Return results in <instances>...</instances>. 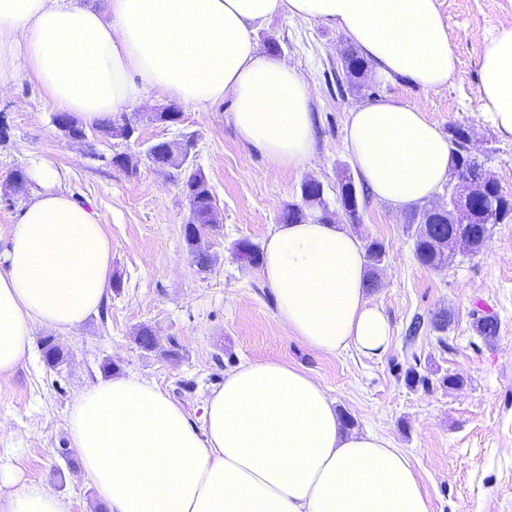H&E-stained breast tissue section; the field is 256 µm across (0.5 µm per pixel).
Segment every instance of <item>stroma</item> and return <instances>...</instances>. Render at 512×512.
I'll list each match as a JSON object with an SVG mask.
<instances>
[{"mask_svg":"<svg viewBox=\"0 0 512 512\" xmlns=\"http://www.w3.org/2000/svg\"><path fill=\"white\" fill-rule=\"evenodd\" d=\"M440 11L458 63L447 87L436 91L371 77L358 92L338 85L349 43L313 21L277 16L257 32L258 44L275 40L312 89L317 149L292 169L272 166L239 138L227 102L204 111L182 107L181 122L167 126L149 119L167 104L152 95L132 108L142 117L135 139L96 132L75 143L56 128L48 96L32 75L22 71L8 82L0 91V123L8 128L0 137V195L15 199L12 206L0 205V226L40 190L31 180L25 191L14 192L15 170L51 164L58 189L98 214L122 285L108 288L99 310L67 332L35 328L31 356L0 375L1 469L11 468L19 484L50 487L69 502L70 512H107L67 430L75 397L104 380V364H111L113 375L154 381L196 422L226 371L247 360H275L319 381L349 430L374 431L405 451L432 512H512V223L493 225L478 253L457 251L447 268L433 270L414 256L405 212L365 197L358 237L383 242L387 252L368 297L393 329L387 351L371 358L304 346L280 323L260 267L230 250L239 239L263 243L284 203L297 200L310 177L322 183L336 223L347 224L337 195L342 171L353 168L345 126L354 108L376 96L419 107L440 131L469 128L474 155L512 195V139L493 130L478 102V35L512 16V0H440ZM190 134L196 137L194 165L207 177L221 214L205 235L215 261L204 271L193 265L183 236L189 206L179 174L143 162L130 176L111 162L115 154L138 156L148 143ZM479 308L498 319L494 340L472 327ZM443 309L452 320L441 334L430 320ZM416 318L424 326L412 338L407 328ZM144 326L157 340L155 350L135 341ZM47 336L66 354L53 369L42 357ZM411 367L429 378V386L406 385ZM451 374L461 376L462 385L448 387Z\"/></svg>","mask_w":512,"mask_h":512,"instance_id":"stroma-1","label":"stroma"}]
</instances>
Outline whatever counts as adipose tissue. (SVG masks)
Listing matches in <instances>:
<instances>
[{
  "instance_id": "1",
  "label": "adipose tissue",
  "mask_w": 512,
  "mask_h": 512,
  "mask_svg": "<svg viewBox=\"0 0 512 512\" xmlns=\"http://www.w3.org/2000/svg\"><path fill=\"white\" fill-rule=\"evenodd\" d=\"M278 14L336 28L381 80L438 90L456 72L438 0H0V87L27 71L57 111L88 125L153 93L198 110L228 99L239 137L296 168L316 152L311 87L254 38ZM481 44L480 110L512 139V20ZM344 145L370 195L402 211L449 178V140L390 96L351 112ZM34 178L41 191L0 229V374L30 355L36 327L63 332L97 312L112 271L97 213L57 189L52 167ZM263 252L277 317L304 345L388 349L357 236L309 218L277 225ZM67 429L108 512H431L408 456L374 432H344L326 389L285 362L225 374L197 424L151 380H103L76 396ZM0 512L69 505L0 470Z\"/></svg>"
}]
</instances>
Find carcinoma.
<instances>
[{
    "label": "carcinoma",
    "instance_id": "obj_1",
    "mask_svg": "<svg viewBox=\"0 0 512 512\" xmlns=\"http://www.w3.org/2000/svg\"><path fill=\"white\" fill-rule=\"evenodd\" d=\"M342 71L345 81L350 86L357 89L364 87L362 81L367 74L368 64L358 51L351 48L343 51ZM94 130L127 139L137 133L138 125L136 121L123 115L109 123L94 127ZM450 135L454 145L452 174L458 177L475 176L481 164L469 152L470 130L456 125L451 127ZM194 148V138L185 136L179 142L172 144L166 142L160 145L159 149L146 154V159L153 167L185 171L181 190L188 200L190 217L183 227L184 238L194 263L199 269L205 270L211 265L212 258L208 251L201 247V238L205 231L211 228L209 218L217 209V202L203 172L189 165ZM112 163L131 176L138 173L139 160L130 155L118 154L112 158ZM304 184L310 188V197L301 203L285 204L281 212L282 222L301 220L307 216L306 209L317 206L321 207V218L327 222L332 221L333 214L330 213L323 199V193L320 192L321 182L308 178L304 180ZM474 189L476 193L485 197V200L477 204V209L469 212L467 221L464 223L456 222L448 212L434 216L425 206L411 210L408 224L415 227L414 255L420 265L434 270L448 266V262L454 257L452 245L454 241L462 242L469 252L477 253L488 238L493 225L505 224L512 220V195L503 193L497 184L488 186L476 182ZM234 253L255 266L261 265L262 249L248 239L236 242ZM385 253L382 242L375 239L367 243L366 258L369 274H375ZM473 327L476 333L491 339L498 333V320L492 314H479L474 318ZM42 346H44V356L48 366L55 368L64 362L65 355L58 345L45 339Z\"/></svg>",
    "mask_w": 512,
    "mask_h": 512
}]
</instances>
